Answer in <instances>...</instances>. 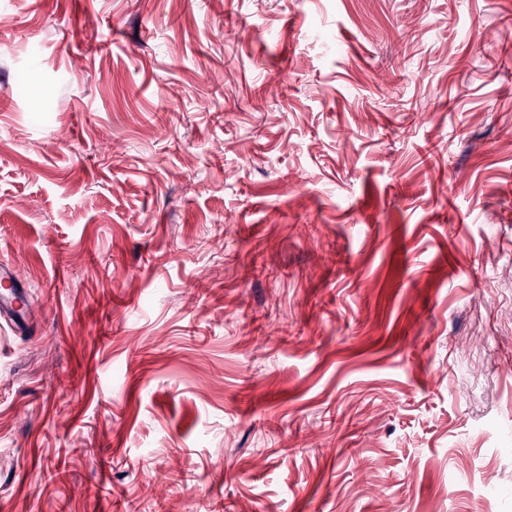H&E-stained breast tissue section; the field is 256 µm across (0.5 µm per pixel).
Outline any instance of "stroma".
<instances>
[{"mask_svg": "<svg viewBox=\"0 0 512 512\" xmlns=\"http://www.w3.org/2000/svg\"><path fill=\"white\" fill-rule=\"evenodd\" d=\"M0 263V512H512V0H0ZM0 281L5 287L11 288L0 297V313L8 312L16 317L25 319L29 315L26 295L22 285L16 278L12 269L6 265L0 266Z\"/></svg>", "mask_w": 512, "mask_h": 512, "instance_id": "obj_1", "label": "stroma"}]
</instances>
